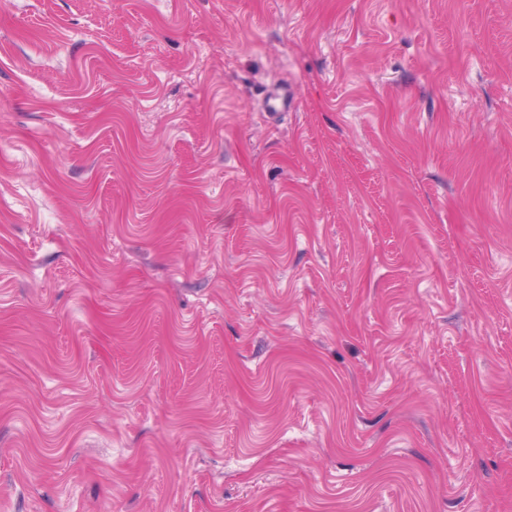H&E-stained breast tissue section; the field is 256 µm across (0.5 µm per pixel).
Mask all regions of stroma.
I'll list each match as a JSON object with an SVG mask.
<instances>
[{
    "instance_id": "obj_1",
    "label": "stroma",
    "mask_w": 512,
    "mask_h": 512,
    "mask_svg": "<svg viewBox=\"0 0 512 512\" xmlns=\"http://www.w3.org/2000/svg\"><path fill=\"white\" fill-rule=\"evenodd\" d=\"M0 512H512V0H0Z\"/></svg>"
}]
</instances>
